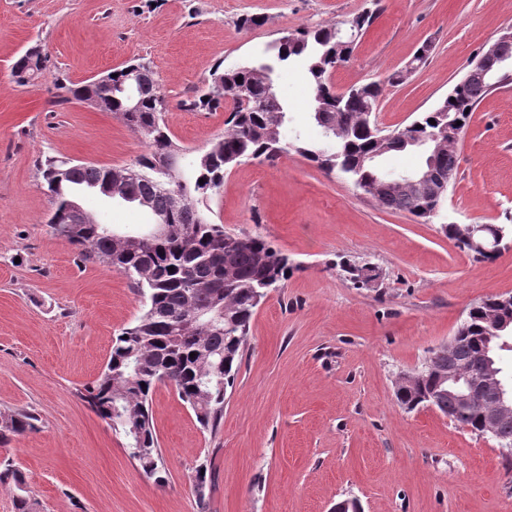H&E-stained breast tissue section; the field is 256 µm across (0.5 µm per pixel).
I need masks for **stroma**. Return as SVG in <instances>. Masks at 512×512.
Returning a JSON list of instances; mask_svg holds the SVG:
<instances>
[{
    "mask_svg": "<svg viewBox=\"0 0 512 512\" xmlns=\"http://www.w3.org/2000/svg\"><path fill=\"white\" fill-rule=\"evenodd\" d=\"M377 17L336 69V89L383 81L375 120L390 130L434 108L483 45L512 26V0H0V412L25 409L35 430L0 447L24 473L40 512H512V462L497 442L432 409L395 401L396 378L448 343L481 298L512 293V249L480 261L445 224L512 228V87L486 96L458 147V168L436 217L381 208L345 174L291 154L247 161L208 200L225 232L259 236L292 270L252 320L217 432L203 429L168 386L150 413L166 460L147 478L121 437L77 392L104 368L119 330L141 311L130 281L79 261L54 236L35 166L44 152L113 167L143 152L142 138L109 112L57 103V74L80 83L136 58L150 62L168 125L193 160L224 129L226 110L181 108L216 67L261 56L283 31ZM261 26L243 29V16ZM47 53L45 79L18 85L10 68L28 47ZM426 62L406 66L421 46ZM401 72L399 83L387 78ZM287 138L322 142L310 122L302 66L280 69ZM83 209L136 231L150 214L81 192ZM383 271L353 284L346 265ZM210 464L199 509L190 476Z\"/></svg>",
    "mask_w": 512,
    "mask_h": 512,
    "instance_id": "obj_1",
    "label": "stroma"
}]
</instances>
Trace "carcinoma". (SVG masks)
<instances>
[{
	"label": "carcinoma",
	"mask_w": 512,
	"mask_h": 512,
	"mask_svg": "<svg viewBox=\"0 0 512 512\" xmlns=\"http://www.w3.org/2000/svg\"><path fill=\"white\" fill-rule=\"evenodd\" d=\"M41 46L29 47L11 67V76L20 85L29 84L23 61L40 55ZM353 51L336 38V28L296 29L291 42L271 43L258 62L264 65L271 84L254 78L247 67L215 69L210 79H223V89L195 91L184 100L190 110H213L221 100L231 101L224 133L213 139L201 154L202 161H192L191 175L182 169L185 149L174 141L165 120L169 102L149 92L141 95L135 112H122L123 123L147 143V150L134 159L140 176L128 183L130 202L144 200L155 222L166 223L164 237L139 234L142 243L133 250L121 249L112 240L110 224H64L66 202L75 192L103 183L111 169L94 164L60 160L46 154L39 162L43 188L51 198L53 213L49 220L52 233L65 239L77 250L83 262L104 264L124 275L141 297L139 316L115 336L107 364L98 377L80 393L81 399L107 422L112 431L126 440V450L148 478L157 483L165 480V460L149 412V400L159 383L174 388L179 399L195 414L198 423L212 432L224 418V400L235 386L243 348L250 331L252 317L270 289L288 277L291 268L288 255L258 236L224 232V225L211 222L201 208L207 198L220 194L224 173L248 160L274 162V147L283 153L294 152L326 172L339 171L352 179L357 187L375 175L367 158L378 149L379 139L396 133L413 138L441 134L451 126L465 131L471 114L490 93L479 83L458 88L455 101L443 99L433 109L412 122L392 130H383L366 116L374 111L383 82L360 86L361 96L351 105L333 90V72L346 63ZM302 64L307 72L312 96L321 97L323 111L310 112V119L323 131L345 132L336 149L325 152L315 143L300 138L287 140L282 128L288 122V106L274 91L276 71L285 65ZM241 81H236V78ZM246 99H241L240 90ZM112 87L93 80L67 88L62 101L78 100L90 95L110 94ZM283 116L273 125V111ZM172 154L177 181L157 170V159ZM69 169L64 179L56 177L62 166ZM435 169L457 171V152L439 154ZM183 191L187 204L180 207L168 193L171 188ZM384 209L406 212L429 221L437 212L429 190L418 196L383 194L375 197ZM448 238L458 248L480 260H492L491 254L479 253L460 237L451 224L443 225ZM174 270H168V267ZM354 283L367 285L382 276V270L366 263L348 268ZM207 312L211 326L200 328L197 316ZM508 316L501 311L496 297L476 303L466 318L468 337L442 353H433L437 364L462 368L482 365L481 351L486 345L498 350L497 341H488L494 324ZM414 373L419 376L415 388L401 395L394 393L402 408L413 411L429 403L463 430L478 428L484 403L461 405L454 391L442 393L437 382L428 377L426 367ZM36 428V417L18 409L0 413V444ZM207 466L194 470L192 486L198 505L206 506ZM11 484L16 491L17 512H38L39 503L29 495L24 474L11 463L0 470V484Z\"/></svg>",
	"instance_id": "obj_1"
}]
</instances>
